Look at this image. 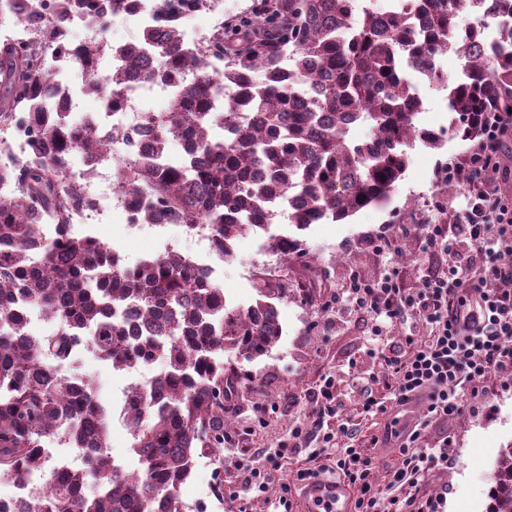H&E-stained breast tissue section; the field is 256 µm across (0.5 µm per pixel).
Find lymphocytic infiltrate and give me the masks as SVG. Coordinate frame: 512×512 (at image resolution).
I'll list each match as a JSON object with an SVG mask.
<instances>
[{
  "label": "lymphocytic infiltrate",
  "instance_id": "1",
  "mask_svg": "<svg viewBox=\"0 0 512 512\" xmlns=\"http://www.w3.org/2000/svg\"><path fill=\"white\" fill-rule=\"evenodd\" d=\"M480 123L481 141L465 166L448 175L449 182L471 187L469 206L458 217L455 240H448L442 225H429L425 253L439 263L425 275L422 288L407 292L394 272L374 279L356 276L346 288L348 303L369 316L374 335H388L409 323L422 324L428 333L427 339L409 336L404 346L381 352L388 403L376 401L369 390L360 392L367 414L416 400L425 406L424 419L401 437L402 465L392 477L396 485L406 476L419 478L448 467L444 447L421 445L431 419L462 414L468 397L478 395L487 377L512 382V201L503 197L497 177L504 117L484 112ZM312 403L308 420L288 436L289 450L356 438L357 426L347 420L335 432L324 429L325 417L341 409L333 379L323 378ZM336 468L357 492L354 512H438L439 497L424 498L413 489L400 497L381 496L371 481L374 459L360 449L346 448Z\"/></svg>",
  "mask_w": 512,
  "mask_h": 512
}]
</instances>
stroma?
I'll use <instances>...</instances> for the list:
<instances>
[{
  "instance_id": "35a3bbf8",
  "label": "stroma",
  "mask_w": 512,
  "mask_h": 512,
  "mask_svg": "<svg viewBox=\"0 0 512 512\" xmlns=\"http://www.w3.org/2000/svg\"><path fill=\"white\" fill-rule=\"evenodd\" d=\"M471 147V142L456 136L439 150L420 146L410 150L407 168L385 202L343 221L310 225L299 232L304 256L287 262L269 246L271 237L295 232L287 215L278 216L268 232L242 233L233 242L232 257L226 259L210 252L199 236L180 224L129 228L111 197H103L105 214L89 230L116 247L127 265L175 247L211 266L232 307L254 303L263 280L284 281L295 290L288 301L277 305L282 336L268 353L254 360L235 352L224 356L225 366L236 368L240 382L232 399L224 403L223 448L218 454L198 457L181 489L185 512H273L284 494L293 512H308L304 484L276 481L257 498L246 489L241 464L248 454L255 466H265L266 454L287 441L289 431L308 413L312 392L327 376L335 381L343 415L359 425L358 448L377 460L373 482L388 487L389 473L401 466L400 456L393 447L371 448L370 439L384 430L392 415L363 414L352 383L364 381L378 400H387L377 350L402 345L409 335L423 339L426 329L400 326L390 335L373 336L369 318L346 307L342 291L351 276L373 278L392 270L407 290L421 288L428 266L423 253L426 225L439 219L453 226L452 212L463 210L471 195L465 185L448 189L442 169L463 162ZM380 235L390 242L381 253L371 247ZM162 368L158 361L128 372L112 368L93 351L81 354L79 371L99 388L108 411V453L126 471H134L139 461L132 450V434L120 416L124 395L132 384L147 382ZM474 404L469 413L434 422L426 433L428 444L447 441L454 460L451 468L433 471L417 484L420 495L444 494L440 512H485L494 461L501 448L512 444V385L488 377Z\"/></svg>"
}]
</instances>
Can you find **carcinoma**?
I'll list each match as a JSON object with an SVG mask.
<instances>
[{
    "label": "carcinoma",
    "mask_w": 512,
    "mask_h": 512,
    "mask_svg": "<svg viewBox=\"0 0 512 512\" xmlns=\"http://www.w3.org/2000/svg\"><path fill=\"white\" fill-rule=\"evenodd\" d=\"M33 0L13 9L39 25L45 45L79 14L104 17L121 0ZM257 0L203 45H189L175 10L144 24L123 44L120 66L101 70L103 46L75 63L83 94L99 101L94 124L43 104V71L12 41L0 46V130L25 120L36 130L32 157L0 148V481L36 478L20 512H185L180 488L198 456L224 447V400L239 375L224 352L249 359L280 339L275 303L288 284L258 288L248 307H230L224 289L202 279L190 258L168 251L127 266L120 252L69 215L92 206L70 184L73 159L112 157L104 140L112 111L135 74L171 88L164 112H147L150 138L112 167V183L139 224H182L210 232L218 253L246 230L280 214L298 231L343 221L383 202L406 170L408 150L442 147L445 133L417 124L422 99L412 76L448 90V134L477 142L481 112L512 115V0ZM466 9L473 21L461 29ZM462 61L453 84L440 56ZM355 125L370 136L349 138ZM188 145L168 155L170 142ZM283 257L302 255L298 235L274 236ZM57 324L35 336L28 308ZM90 349L115 369L160 360L164 369L129 387L123 418L140 468L127 472L107 452L108 413L89 380L61 374ZM88 448L80 464L48 467L42 448ZM94 481L96 492L85 488ZM485 512H512V445L501 449Z\"/></svg>",
    "instance_id": "carcinoma-1"
}]
</instances>
